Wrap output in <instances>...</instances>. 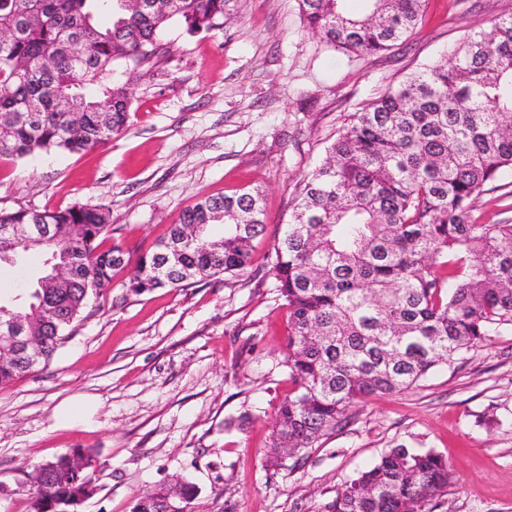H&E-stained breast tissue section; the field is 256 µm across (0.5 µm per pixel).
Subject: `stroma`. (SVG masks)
<instances>
[{
  "label": "stroma",
  "mask_w": 512,
  "mask_h": 512,
  "mask_svg": "<svg viewBox=\"0 0 512 512\" xmlns=\"http://www.w3.org/2000/svg\"><path fill=\"white\" fill-rule=\"evenodd\" d=\"M509 15L512 0H427L412 32L363 56L311 33L296 0H228L222 31L171 25L159 63L128 70V128L107 146L0 160V208L103 207L135 257L200 197L257 188L266 210L247 270L142 295L115 280L48 364L0 386V512H29L36 467L79 448L97 459L81 512H130L180 477L197 487L192 512H321L399 444L450 464L431 512H512L511 326L413 389L353 406L297 466L267 465L294 389L273 244L300 180L355 112Z\"/></svg>",
  "instance_id": "1"
}]
</instances>
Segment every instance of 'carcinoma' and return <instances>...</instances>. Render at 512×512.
Returning a JSON list of instances; mask_svg holds the SVG:
<instances>
[{
	"label": "carcinoma",
	"instance_id": "carcinoma-1",
	"mask_svg": "<svg viewBox=\"0 0 512 512\" xmlns=\"http://www.w3.org/2000/svg\"><path fill=\"white\" fill-rule=\"evenodd\" d=\"M0 0V159L79 153L127 127V62L151 64L173 22L194 36L223 29L224 0ZM345 0H297L306 26L348 51L375 54L412 31L425 0H367L351 16ZM86 54L72 56L74 41ZM512 171V15L475 32L459 49L390 88L326 148L304 176L291 218L273 246L272 274L288 306L284 366L295 391L277 409L272 447L302 453L341 428L349 409L413 388L431 370L512 326V221L482 223L472 208ZM39 224L47 237L20 246L5 229ZM265 228L259 189L203 197L153 249L138 257L126 287L137 295L241 272ZM110 212L97 206L0 209V264L27 252L69 259L67 282L41 279L0 299V320L35 328L38 363L73 334L87 300L112 288L130 265ZM32 370L0 355V385ZM80 474L61 469L31 512H70L97 460L75 452ZM286 458V459H288ZM271 453L268 464L285 466ZM448 460L404 445L385 451L324 505L323 512H425L452 482ZM187 479L136 496L130 512L188 506Z\"/></svg>",
	"mask_w": 512,
	"mask_h": 512
}]
</instances>
